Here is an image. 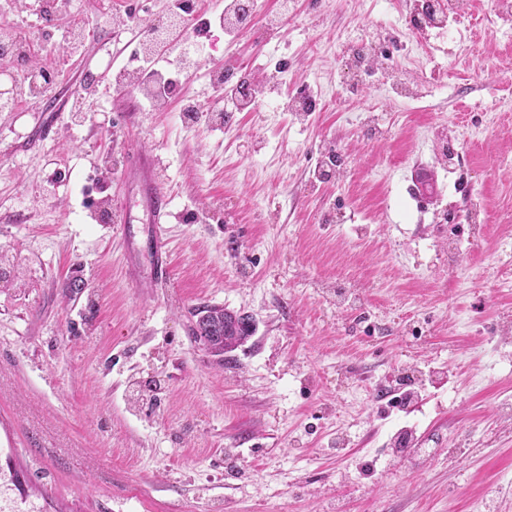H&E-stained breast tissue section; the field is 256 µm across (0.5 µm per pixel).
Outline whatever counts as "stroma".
<instances>
[{
  "instance_id": "1",
  "label": "stroma",
  "mask_w": 512,
  "mask_h": 512,
  "mask_svg": "<svg viewBox=\"0 0 512 512\" xmlns=\"http://www.w3.org/2000/svg\"><path fill=\"white\" fill-rule=\"evenodd\" d=\"M175 2L67 0L47 34L38 0L0 5L57 91L0 112L11 512H512V15L468 0L411 57L375 59L352 94L345 50L376 28L399 39L410 0H255L251 33L189 37L204 64L154 110L112 79L135 32L97 19H162ZM75 21L85 49L57 50ZM228 63L274 83L276 108L183 122V102ZM89 68L111 73L90 98ZM398 75L415 97L393 92ZM304 85L316 109L289 110ZM441 129L464 140L457 168ZM132 142L164 169L161 296L125 274V247L140 277L152 264ZM329 151L338 165L316 177ZM472 206L484 232L449 266L448 235L467 236ZM207 305L256 322L233 362L191 337L190 311ZM404 389L410 407L392 406ZM402 428L410 462L394 449Z\"/></svg>"
}]
</instances>
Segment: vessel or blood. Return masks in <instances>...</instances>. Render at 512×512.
Here are the masks:
<instances>
[{"label": "vessel or blood", "instance_id": "b4317fda", "mask_svg": "<svg viewBox=\"0 0 512 512\" xmlns=\"http://www.w3.org/2000/svg\"><path fill=\"white\" fill-rule=\"evenodd\" d=\"M127 171L139 176L150 202L153 222V267L144 285L150 289L166 287L171 280L167 241L163 236V219L168 214V201L160 191L159 162L156 156L138 149H130Z\"/></svg>", "mask_w": 512, "mask_h": 512}]
</instances>
